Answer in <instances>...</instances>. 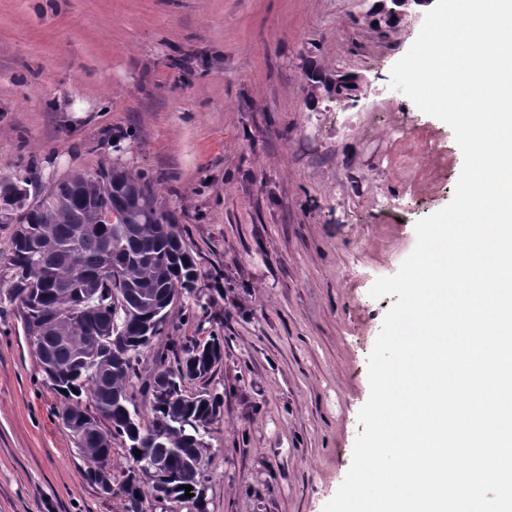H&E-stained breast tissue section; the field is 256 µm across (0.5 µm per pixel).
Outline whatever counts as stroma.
<instances>
[{
	"instance_id": "1",
	"label": "stroma",
	"mask_w": 512,
	"mask_h": 512,
	"mask_svg": "<svg viewBox=\"0 0 512 512\" xmlns=\"http://www.w3.org/2000/svg\"><path fill=\"white\" fill-rule=\"evenodd\" d=\"M375 0H0V175L44 193L74 171L144 174L197 261L166 338H219L186 394H220L204 434L207 512H323L347 475L368 356L395 296L372 298L453 199L451 128L394 94L423 14ZM355 73L314 100L309 68ZM19 302L0 282V512H126L57 416ZM434 0H377L375 4V13L378 15V22L381 26L388 27L387 24H396L405 15L429 6ZM396 17L395 22L392 18Z\"/></svg>"
}]
</instances>
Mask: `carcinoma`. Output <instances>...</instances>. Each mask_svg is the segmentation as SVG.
<instances>
[{
	"label": "carcinoma",
	"instance_id": "cac0c4a2",
	"mask_svg": "<svg viewBox=\"0 0 512 512\" xmlns=\"http://www.w3.org/2000/svg\"><path fill=\"white\" fill-rule=\"evenodd\" d=\"M120 180L116 184L107 168L93 174L73 172L64 178L69 192L51 188L20 212L5 270L10 293L22 307L27 330L40 328L34 334L37 351L48 353L61 369L52 389L71 403L86 402L71 413H85L91 419V427L75 442L93 464L88 479L95 481L101 459L86 449L101 447L106 436L120 442L132 461L121 481L127 509L142 512V486L154 490L155 479L141 481L134 491L128 489L139 463L134 450L145 437L159 433L172 455L167 480L172 497L166 499L165 512H176L174 504L187 499L185 485L192 486L198 512H205L198 490L207 450L203 432L221 414V396L207 390L187 395L181 388L161 387L153 381L151 424L142 425L139 413L129 408L134 380L140 377V356L153 342V338L140 340V326L152 318L163 298L193 292L190 283L199 278L197 264L188 248L172 245L171 237L179 230L177 219L157 204L144 176L124 169ZM27 229L47 231L50 243L30 252L22 244L21 233ZM112 261L122 266L129 287L125 304L112 307L111 285L96 281L88 287L99 289L96 301L102 311L86 320L69 319L80 302L74 280L82 274H99ZM114 325L126 338L132 365L126 360L114 365L106 354L88 352L95 336ZM167 351L177 369L190 366L198 355L208 356L209 361H200L205 376L222 359L215 339L202 346L172 341Z\"/></svg>",
	"mask_w": 512,
	"mask_h": 512
}]
</instances>
